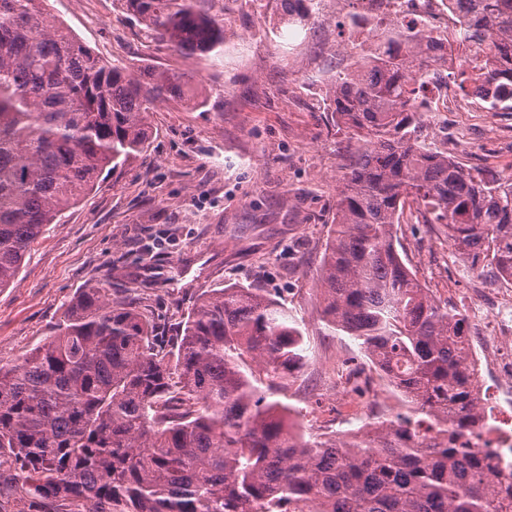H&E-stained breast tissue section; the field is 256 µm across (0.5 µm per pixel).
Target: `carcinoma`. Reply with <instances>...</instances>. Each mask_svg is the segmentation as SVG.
<instances>
[{"label":"carcinoma","mask_w":512,"mask_h":512,"mask_svg":"<svg viewBox=\"0 0 512 512\" xmlns=\"http://www.w3.org/2000/svg\"><path fill=\"white\" fill-rule=\"evenodd\" d=\"M121 2L175 51L224 46L232 0L221 15L205 0ZM43 3L0 0V288L47 225L146 151L158 104L199 98L181 74L100 58ZM315 18L312 0H279V26ZM473 26L493 58L482 72L461 65L454 87L464 95L481 79L491 97L512 95V0H482ZM430 69L416 53H349L326 98L345 146L317 284L323 320L413 415L307 440L277 400L307 362L304 332L267 289L201 291L165 353L146 309L90 285L44 343L0 363V457L19 512H493L483 460L465 446L482 416L471 321L406 265L392 227L412 203L471 270L512 278V175L419 140L411 73Z\"/></svg>","instance_id":"cac0c4a2"}]
</instances>
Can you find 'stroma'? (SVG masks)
<instances>
[{
  "instance_id": "obj_1",
  "label": "stroma",
  "mask_w": 512,
  "mask_h": 512,
  "mask_svg": "<svg viewBox=\"0 0 512 512\" xmlns=\"http://www.w3.org/2000/svg\"><path fill=\"white\" fill-rule=\"evenodd\" d=\"M47 10L92 51L133 70L184 73L201 105L166 101L149 115L152 138L136 160L102 176L60 223L32 243L12 285L0 288V361L43 343L81 288L148 308L168 336L197 293L227 284L267 288L307 331L303 389L289 399L308 438H341L348 426L321 402L340 370L356 375L364 409L410 413L351 337L320 318L316 290L336 213L341 135L310 73L334 68L335 11L320 15L300 47L275 35L271 7L235 0L224 42L211 57L167 49L148 37L119 0H47ZM470 129L456 157L469 167L512 170V112L449 113L425 136ZM409 266L440 302L469 312L472 271L440 224L395 225Z\"/></svg>"
}]
</instances>
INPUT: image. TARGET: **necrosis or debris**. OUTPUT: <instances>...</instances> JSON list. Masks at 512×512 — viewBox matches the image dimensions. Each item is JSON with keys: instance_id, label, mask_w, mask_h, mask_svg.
I'll use <instances>...</instances> for the list:
<instances>
[{"instance_id": "1", "label": "necrosis or debris", "mask_w": 512, "mask_h": 512, "mask_svg": "<svg viewBox=\"0 0 512 512\" xmlns=\"http://www.w3.org/2000/svg\"><path fill=\"white\" fill-rule=\"evenodd\" d=\"M349 9L343 27L346 43L358 44L367 54L386 48L406 49V41L396 39L392 25L429 35V54L438 61L431 68L432 78L423 88L424 113L448 109L440 78L452 72L468 53L489 55L484 40H463L468 15L465 0H346ZM473 321L479 334L470 354L477 373L488 383L490 413L471 443L481 448L490 466L486 479L496 493L503 512H512V289L495 291L492 307L474 305Z\"/></svg>"}]
</instances>
